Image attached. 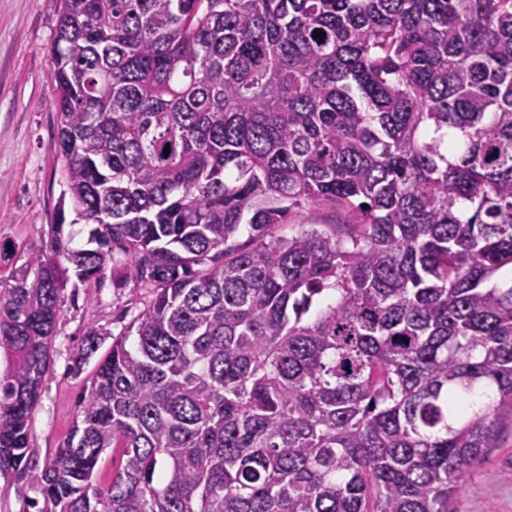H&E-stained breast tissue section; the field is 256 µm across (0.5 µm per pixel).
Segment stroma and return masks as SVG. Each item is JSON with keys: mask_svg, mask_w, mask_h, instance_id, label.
<instances>
[{"mask_svg": "<svg viewBox=\"0 0 512 512\" xmlns=\"http://www.w3.org/2000/svg\"><path fill=\"white\" fill-rule=\"evenodd\" d=\"M62 0H0V261L6 277L28 255L46 250L48 226L65 189L56 158L57 121L50 46ZM153 291L101 280L94 302L69 280L52 339L51 367L30 424L40 459L53 457L77 415L84 379L72 374L74 352L92 327L119 333L149 304ZM454 512H512V427L466 475Z\"/></svg>", "mask_w": 512, "mask_h": 512, "instance_id": "35a3bbf8", "label": "stroma"}]
</instances>
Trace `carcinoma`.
<instances>
[{
    "label": "carcinoma",
    "instance_id": "obj_1",
    "mask_svg": "<svg viewBox=\"0 0 512 512\" xmlns=\"http://www.w3.org/2000/svg\"><path fill=\"white\" fill-rule=\"evenodd\" d=\"M51 57L66 191L0 279L28 507L448 512L512 423V0H64ZM306 205L346 234H273ZM63 259L88 300L109 268L154 295L106 352L86 332L41 465Z\"/></svg>",
    "mask_w": 512,
    "mask_h": 512
}]
</instances>
